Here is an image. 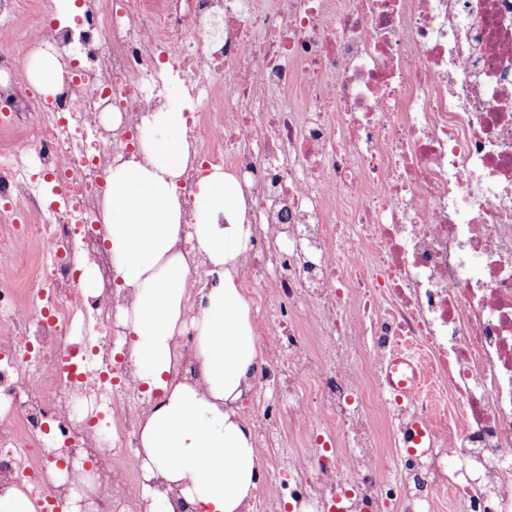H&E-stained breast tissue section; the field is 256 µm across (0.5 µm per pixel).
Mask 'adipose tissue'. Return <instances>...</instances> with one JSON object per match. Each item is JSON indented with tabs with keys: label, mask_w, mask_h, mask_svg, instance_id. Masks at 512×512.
Here are the masks:
<instances>
[{
	"label": "adipose tissue",
	"mask_w": 512,
	"mask_h": 512,
	"mask_svg": "<svg viewBox=\"0 0 512 512\" xmlns=\"http://www.w3.org/2000/svg\"><path fill=\"white\" fill-rule=\"evenodd\" d=\"M58 52L37 49L25 74L45 94L61 79ZM169 101L144 116L137 157L106 170L102 241L127 301L122 345L135 388L147 398L134 453L147 512H245L261 462L241 402L261 362L252 304L239 282L253 229L236 179L215 167L197 181L186 211L178 182L189 164L186 110ZM209 266L195 279L193 258ZM195 333V374L181 378L178 338Z\"/></svg>",
	"instance_id": "1"
}]
</instances>
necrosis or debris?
Listing matches in <instances>:
<instances>
[{
  "mask_svg": "<svg viewBox=\"0 0 512 512\" xmlns=\"http://www.w3.org/2000/svg\"><path fill=\"white\" fill-rule=\"evenodd\" d=\"M41 37L75 56L74 75L48 102L0 91V112L29 125L23 148L63 178L68 214L15 220L59 245L30 311L13 302L16 269L0 268V397L15 410L0 422V476L45 497L35 442L50 422L61 440L90 438L71 406L92 393L126 411L107 441L121 453L108 506L130 500L135 413L111 380L74 368L111 336L110 303H94L79 338L67 311L41 313L71 294L76 252L96 253L104 171L136 154L140 119L166 105L175 72L223 107L190 114L180 189L191 195L221 162L235 172L253 226L248 285L273 299L259 325L275 359L254 382L284 385L291 407L264 405L265 438L286 417L345 432L346 470L314 448L269 473L268 492L298 512H426L446 492L455 512H512V0H114ZM356 317L371 324L372 363L421 345L462 399L452 424L424 394L384 400L394 435L416 418L434 434L399 483L359 446L368 405L346 341Z\"/></svg>",
  "mask_w": 512,
  "mask_h": 512,
  "instance_id": "1",
  "label": "necrosis or debris"
}]
</instances>
